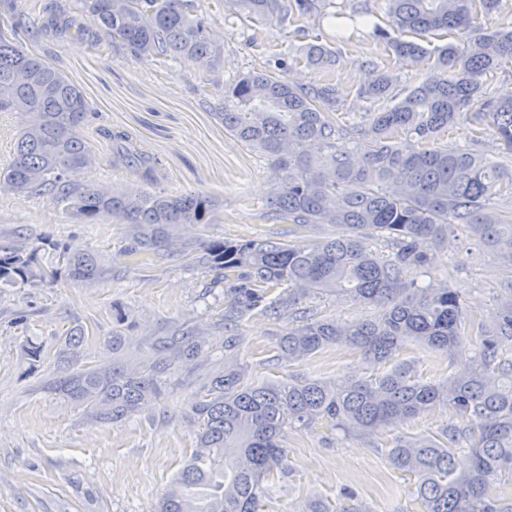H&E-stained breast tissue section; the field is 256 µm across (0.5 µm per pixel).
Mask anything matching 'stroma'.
<instances>
[{
	"instance_id": "stroma-1",
	"label": "stroma",
	"mask_w": 512,
	"mask_h": 512,
	"mask_svg": "<svg viewBox=\"0 0 512 512\" xmlns=\"http://www.w3.org/2000/svg\"><path fill=\"white\" fill-rule=\"evenodd\" d=\"M335 3L347 33L336 45L333 76L347 123L359 125L362 106L355 90L369 77L362 64L387 56L371 30L387 26L386 0ZM201 9L224 41L217 87H204L207 73L193 59L118 54L104 35L94 45L41 35L26 47L79 87L97 112L98 125L127 133L136 148L157 158V179L146 192H203L216 199L212 224L179 228L177 237L189 250L199 251L204 242L294 239L291 225L267 216L275 180L266 161L225 131L211 104L223 95L224 84L248 71H265L271 53L301 52L306 39L275 23L253 24L225 14L224 0H202ZM86 136L96 159L76 172V180L114 190L135 186L125 170L113 167L111 142L91 129ZM447 142L491 159L501 152L492 130L475 131L464 120ZM127 233L119 220H87L47 194L0 192V245L36 250L42 264L67 251H90L104 267L91 283L72 282L61 270L53 279L0 286V512H155L196 448L198 421L191 405L225 363L242 366L252 384L292 376L336 381L376 372L359 350L347 346L326 348L302 362L279 359L276 335L286 322L258 309L239 319L236 350L226 353V284L218 271L179 252L126 255ZM406 277L422 286L453 288L468 321L489 325L498 315L500 295L512 288V265L461 233L445 256L429 267L408 268ZM305 306L339 323L376 313L373 306L337 294L309 299ZM117 307L132 320L123 331L127 359L149 364L161 337L188 326L204 334L209 352L160 374L157 400L121 421L100 424L56 390L54 359L70 332L83 337L81 367H98L111 358L108 339ZM33 344L41 348L36 359L28 354ZM400 357L424 379L438 381L467 365L471 354L451 359L409 342ZM453 421L452 412L440 407L359 437L326 423L289 431L288 466L277 474L265 512H308L314 499L342 505L349 491L370 512H419L412 482L391 464L388 450L395 438L432 434Z\"/></svg>"
}]
</instances>
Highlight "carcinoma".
<instances>
[{
	"mask_svg": "<svg viewBox=\"0 0 512 512\" xmlns=\"http://www.w3.org/2000/svg\"><path fill=\"white\" fill-rule=\"evenodd\" d=\"M49 0L41 27L94 42L98 34L75 24L84 10L97 15L112 36V48L133 57L190 55L215 73L224 44L212 37L190 0ZM331 0H224L230 11L251 21L289 26L311 18L336 17ZM393 37L374 26L373 35L397 59L434 58L437 74L405 91L375 63L359 84L365 124H339L342 103L330 81L293 84L288 72L299 61L324 73L336 66V49L315 28L301 58L277 56L275 71L243 75L214 104L224 130L258 152L277 182L274 220L308 227L330 224L333 237L315 242L248 240L216 243L207 263L237 278L226 289L224 325L261 309L288 326L278 333V357L303 361L323 349L345 344L390 368L366 379L338 382L304 378L249 384L241 371L226 367L192 405L199 422L197 448L161 499L158 512H264L263 482L287 466L288 431L327 422L341 432L366 434L396 426L446 406L458 423L431 435L400 437L388 450L397 469L416 477L423 512H512V497L489 494L512 484V361L498 358L512 340V288L499 299L491 328L470 331L460 295L450 288H425L405 278L410 266L429 267L460 229L512 264V210L489 206L496 188L512 182V99L495 97L487 75L512 62V28L486 26L501 0H387ZM26 0H0V17L16 33L26 22ZM454 37L433 51L401 35ZM0 112H16L22 128L12 158L0 168V184L18 194L53 192L76 202L75 212L91 219L110 215L128 225L130 255L159 254L174 245L184 224H210L215 202L203 193L148 195L138 189L114 192L67 179V162L83 168L95 155L84 135L96 113L79 88L20 38L0 41ZM467 120L494 131L503 145L490 162L468 149L441 143L448 128ZM112 141V163L150 182L153 158L124 133L102 129ZM385 237L388 256L369 248ZM36 252L0 247V284L42 277ZM69 279L89 283L102 273L93 253L65 260ZM287 293L267 300L269 289ZM338 293L378 308L371 319L340 325L317 318L303 301ZM108 344L123 347L121 328L131 326L121 310ZM450 357L474 353L465 371L426 381L413 364L396 357L407 342ZM83 336L66 337L57 359L55 386L84 406L100 423L128 417L158 397L156 377L181 361L206 352V341L180 329L159 342L158 356L142 374L119 359L106 366L76 367Z\"/></svg>",
	"mask_w": 512,
	"mask_h": 512,
	"instance_id": "obj_1",
	"label": "carcinoma"
}]
</instances>
